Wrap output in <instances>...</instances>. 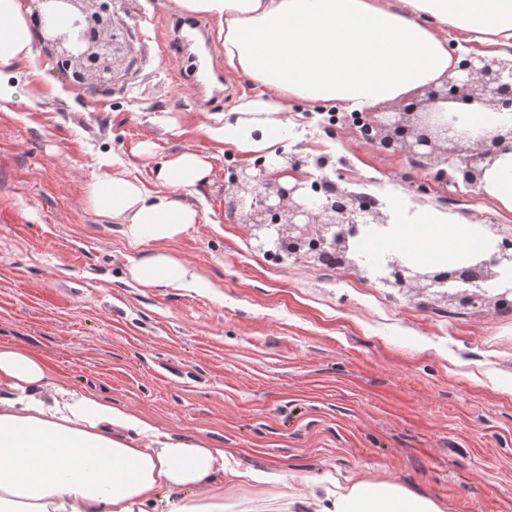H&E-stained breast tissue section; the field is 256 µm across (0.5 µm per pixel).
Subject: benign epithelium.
I'll use <instances>...</instances> for the list:
<instances>
[{
    "instance_id": "obj_1",
    "label": "benign epithelium",
    "mask_w": 512,
    "mask_h": 512,
    "mask_svg": "<svg viewBox=\"0 0 512 512\" xmlns=\"http://www.w3.org/2000/svg\"><path fill=\"white\" fill-rule=\"evenodd\" d=\"M82 0H41L55 9L70 8L68 23L62 30L45 31V39L59 48L56 68L64 76L72 75L77 82L88 76L112 75V51L117 37L112 26L98 12L81 7ZM457 67L448 79L426 90L425 106L429 127L464 139L455 131L459 117L446 116L432 105L439 102H479L498 111L512 112V60L498 55L475 52L457 53ZM417 107L410 103L401 112H389L379 117L366 115L365 127L357 136L365 144L386 152L402 151L417 166L436 167L434 179L453 184H477L484 172V164L496 155L503 141L512 140V131L483 139L458 149L438 151L432 137L418 132L408 124L407 116ZM299 159L288 161V168L272 173L253 175L242 169L232 176V191H244L237 197L241 210L256 230L259 250L266 253L285 251L290 255L301 252L322 254L328 250L341 253L345 262L355 263L353 244L359 238L389 233V216L359 200V196L342 191V196L331 201H313L304 197L301 185ZM383 282L398 288H409L421 280L428 288H444L446 294L461 303H469L487 282L496 292L495 299L512 305V240L497 243L490 255L472 266V275L460 284L451 271L421 274L408 264L402 254H387L381 263Z\"/></svg>"
}]
</instances>
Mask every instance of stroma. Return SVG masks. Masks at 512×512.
<instances>
[{"label": "stroma", "instance_id": "obj_1", "mask_svg": "<svg viewBox=\"0 0 512 512\" xmlns=\"http://www.w3.org/2000/svg\"><path fill=\"white\" fill-rule=\"evenodd\" d=\"M105 15L119 38L112 82L72 86L39 42L20 71L31 94L0 109V345L160 436L229 449L233 468L281 470L298 497L323 475L364 473L446 512H512V310L386 287L363 266L271 262L245 213L227 209L233 173L254 157L209 133L259 91L227 66L218 18L211 61L227 79L209 102L169 40L171 0H106ZM186 151L210 171L185 197L199 221L177 239L133 241L88 203L89 185L115 171L154 189L157 168ZM275 152L326 153L342 187L512 237V212L476 187L411 171L348 125H310ZM416 179L431 180L428 194ZM159 251L204 287L134 280L131 267Z\"/></svg>", "mask_w": 512, "mask_h": 512}]
</instances>
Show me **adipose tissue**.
I'll return each mask as SVG.
<instances>
[{"label": "adipose tissue", "instance_id": "1", "mask_svg": "<svg viewBox=\"0 0 512 512\" xmlns=\"http://www.w3.org/2000/svg\"><path fill=\"white\" fill-rule=\"evenodd\" d=\"M175 8L219 18L224 60L260 87L238 107L236 124L211 128L245 153L272 151L288 125V103L330 102L370 112L440 84L457 65L448 33L512 48V0H172ZM26 0H0V104L25 100L18 66L32 60L38 24ZM458 113L471 139L512 130V113L480 103H442ZM208 163L185 152L161 166L152 193L115 172L87 190L105 219L144 242L175 240L198 222L183 194L202 182ZM478 191L512 211V149L487 165ZM485 235L446 213L421 210L383 242L418 263L444 269L462 253L480 256ZM149 285H187L185 267L169 254L131 269ZM227 450L162 440L144 418L52 380L30 352L0 347V512H150L170 491L177 512H227L241 489L288 499L280 470H228ZM306 512H444L442 504L387 480L363 476L347 486L325 476L313 483Z\"/></svg>", "mask_w": 512, "mask_h": 512}]
</instances>
